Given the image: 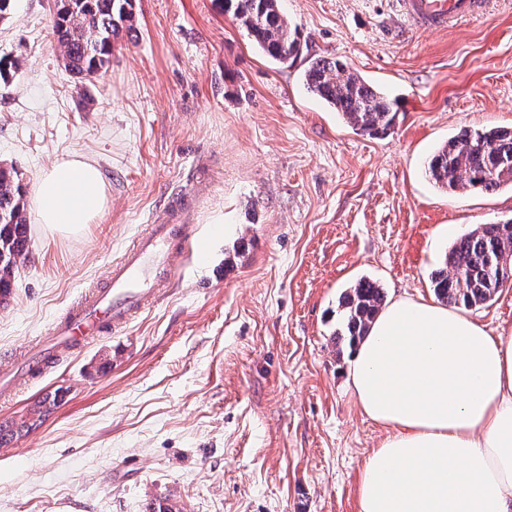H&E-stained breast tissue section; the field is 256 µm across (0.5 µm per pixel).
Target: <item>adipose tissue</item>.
<instances>
[{
	"mask_svg": "<svg viewBox=\"0 0 512 512\" xmlns=\"http://www.w3.org/2000/svg\"><path fill=\"white\" fill-rule=\"evenodd\" d=\"M37 221L75 233L108 205L94 163H55L33 187ZM349 384L387 431L365 460L357 512H512V331L464 311L390 298L356 343Z\"/></svg>",
	"mask_w": 512,
	"mask_h": 512,
	"instance_id": "1",
	"label": "adipose tissue"
}]
</instances>
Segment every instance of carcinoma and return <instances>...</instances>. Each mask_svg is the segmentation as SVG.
I'll list each match as a JSON object with an SVG mask.
<instances>
[{"label": "carcinoma", "mask_w": 512, "mask_h": 512, "mask_svg": "<svg viewBox=\"0 0 512 512\" xmlns=\"http://www.w3.org/2000/svg\"><path fill=\"white\" fill-rule=\"evenodd\" d=\"M255 46L277 65H293L302 54L298 35L281 12L279 0H224ZM56 0L53 32L64 48L66 68L81 79L108 68L115 42L132 30L134 0ZM308 92L339 112L353 130L386 134L393 127L391 101L340 60L320 58L305 71ZM437 188H512V129H465L448 139L427 163ZM24 187L18 170L0 166V304L10 295L11 276L26 258ZM512 280V221L483 224L452 245L442 268L431 277L436 297L453 306L480 307ZM386 302L376 282L363 278L340 300L336 342L354 345Z\"/></svg>", "instance_id": "cac0c4a2"}]
</instances>
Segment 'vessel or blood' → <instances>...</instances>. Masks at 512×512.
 <instances>
[{
	"mask_svg": "<svg viewBox=\"0 0 512 512\" xmlns=\"http://www.w3.org/2000/svg\"><path fill=\"white\" fill-rule=\"evenodd\" d=\"M416 29L444 30L455 21L486 12L489 0H395ZM191 238L188 211L172 205L165 218L148 225L131 249L109 268L107 285L71 305L52 327L50 341L70 348L126 323L132 313L154 302L174 279Z\"/></svg>",
	"mask_w": 512,
	"mask_h": 512,
	"instance_id": "obj_1",
	"label": "vessel or blood"
}]
</instances>
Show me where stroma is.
Masks as SVG:
<instances>
[{
	"label": "stroma",
	"mask_w": 512,
	"mask_h": 512,
	"mask_svg": "<svg viewBox=\"0 0 512 512\" xmlns=\"http://www.w3.org/2000/svg\"><path fill=\"white\" fill-rule=\"evenodd\" d=\"M303 52L278 69L219 0H136L105 72L67 70L54 0L0 22V162L25 187L59 160L101 170L108 207L76 234L27 213L28 252L0 306V363L56 319L194 181L193 243L150 309L56 354L0 396V512H357L359 470L385 438L348 385L333 333L359 278L433 298L453 242L512 220V190L443 192L425 168L467 128H512V0L413 30L392 0H279ZM343 61L396 104L387 135L356 133L302 81ZM58 403L33 425L36 403Z\"/></svg>",
	"instance_id": "obj_1"
}]
</instances>
